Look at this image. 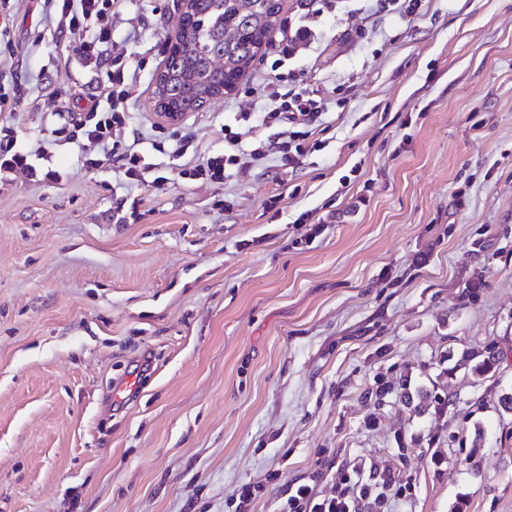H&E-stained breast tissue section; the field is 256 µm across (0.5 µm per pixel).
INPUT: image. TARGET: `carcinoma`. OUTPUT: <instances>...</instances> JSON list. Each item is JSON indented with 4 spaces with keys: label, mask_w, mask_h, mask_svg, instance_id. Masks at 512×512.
I'll return each instance as SVG.
<instances>
[{
    "label": "carcinoma",
    "mask_w": 512,
    "mask_h": 512,
    "mask_svg": "<svg viewBox=\"0 0 512 512\" xmlns=\"http://www.w3.org/2000/svg\"><path fill=\"white\" fill-rule=\"evenodd\" d=\"M282 0H188L181 27L167 36L161 75L153 91L163 112H194L231 92L263 56L283 24ZM494 349L465 351L460 365L487 372Z\"/></svg>",
    "instance_id": "obj_1"
}]
</instances>
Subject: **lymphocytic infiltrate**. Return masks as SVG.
Listing matches in <instances>:
<instances>
[{"mask_svg": "<svg viewBox=\"0 0 512 512\" xmlns=\"http://www.w3.org/2000/svg\"><path fill=\"white\" fill-rule=\"evenodd\" d=\"M46 2L58 28L79 41L85 66L98 75L97 86L108 102L107 108L94 105L78 117L62 110L58 114L62 127L70 126L78 132L77 143L87 169H95L107 159L128 181H144L146 167L139 153L109 142L113 127L121 125L126 115L129 62L125 50L114 43L112 29L127 0ZM324 112V102L306 90L273 96L263 117L265 125L272 127V135L255 141L243 152L238 148L239 133L225 131L223 155L202 160L188 174L195 179L220 182L236 168L261 165L272 158L284 166L295 165L304 154L297 141L300 128L312 126ZM367 494V489L357 481H345L335 495L328 497L317 494L310 484L297 482L290 487L281 512H359V502Z\"/></svg>", "mask_w": 512, "mask_h": 512, "instance_id": "lymphocytic-infiltrate-1", "label": "lymphocytic infiltrate"}]
</instances>
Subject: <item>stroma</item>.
Instances as JSON below:
<instances>
[{"instance_id": "35a3bbf8", "label": "stroma", "mask_w": 512, "mask_h": 512, "mask_svg": "<svg viewBox=\"0 0 512 512\" xmlns=\"http://www.w3.org/2000/svg\"><path fill=\"white\" fill-rule=\"evenodd\" d=\"M284 3L311 42L169 124L178 0H128L113 138L157 190L83 167L56 116L92 104L80 44L0 0V127L32 163L0 170V512H238L245 485L280 512L352 475L403 487L363 512H512V0ZM264 85L326 103L299 165L183 177L221 127L270 135ZM489 345L495 371L456 368Z\"/></svg>"}]
</instances>
